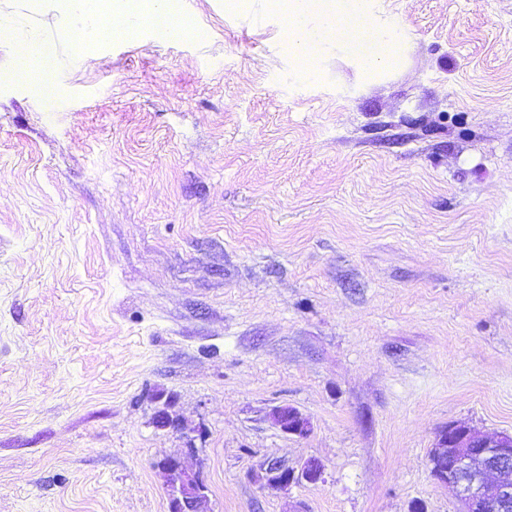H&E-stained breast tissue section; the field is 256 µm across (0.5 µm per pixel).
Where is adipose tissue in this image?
<instances>
[{
  "label": "adipose tissue",
  "instance_id": "obj_1",
  "mask_svg": "<svg viewBox=\"0 0 512 512\" xmlns=\"http://www.w3.org/2000/svg\"><path fill=\"white\" fill-rule=\"evenodd\" d=\"M52 12L53 30L33 23L28 15L0 13V41L9 46L7 78H27L38 91L52 94L58 68V46L67 44L73 55L111 39V25L132 28L143 17L174 19L180 0H40ZM279 7L280 23L288 37V48L308 71L319 48L353 40L380 42L381 55L364 62L378 71L401 50L403 39L388 23L367 9L364 0H351L347 14L336 9V0H268Z\"/></svg>",
  "mask_w": 512,
  "mask_h": 512
}]
</instances>
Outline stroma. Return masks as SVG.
<instances>
[{
    "mask_svg": "<svg viewBox=\"0 0 512 512\" xmlns=\"http://www.w3.org/2000/svg\"><path fill=\"white\" fill-rule=\"evenodd\" d=\"M377 7L372 74L182 0L60 49L56 99L0 82V512H168L176 454L210 512H458L437 433H512V0ZM272 419L281 431L288 435L306 437L310 432V422L298 410L288 406L276 408ZM323 466L316 459H308L299 468L271 464L267 469V482L270 486L288 489L292 485L316 482L323 477Z\"/></svg>",
    "mask_w": 512,
    "mask_h": 512,
    "instance_id": "35a3bbf8",
    "label": "stroma"
}]
</instances>
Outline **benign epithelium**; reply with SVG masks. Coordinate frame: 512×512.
<instances>
[{
	"mask_svg": "<svg viewBox=\"0 0 512 512\" xmlns=\"http://www.w3.org/2000/svg\"><path fill=\"white\" fill-rule=\"evenodd\" d=\"M272 419L288 435L303 438L310 432L309 420L292 407L276 408ZM154 423L180 429L179 418L167 406L155 413ZM429 462L432 476L460 504V512H512V433L489 436L465 423H451L438 432ZM160 466L167 479L169 512H205L209 487L203 475L185 468L179 455L163 459ZM323 472L316 459L298 468L272 464L267 482L286 489L316 482Z\"/></svg>",
	"mask_w": 512,
	"mask_h": 512,
	"instance_id": "7a95c632",
	"label": "benign epithelium"
}]
</instances>
